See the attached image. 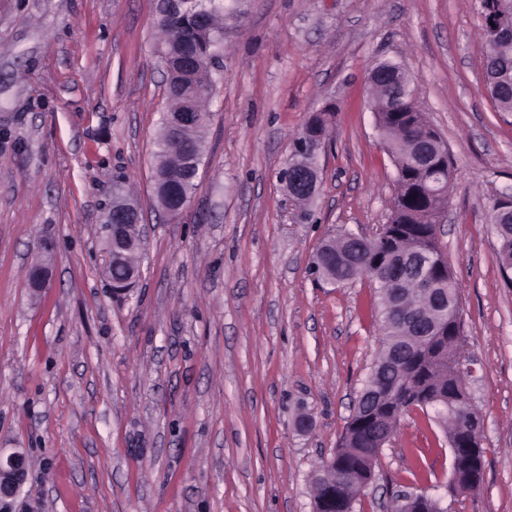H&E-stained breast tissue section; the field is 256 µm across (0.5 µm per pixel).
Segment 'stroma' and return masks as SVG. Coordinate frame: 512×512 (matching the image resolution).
Wrapping results in <instances>:
<instances>
[{
  "mask_svg": "<svg viewBox=\"0 0 512 512\" xmlns=\"http://www.w3.org/2000/svg\"><path fill=\"white\" fill-rule=\"evenodd\" d=\"M156 19L157 0H0V456L28 459L0 512H313L311 477L379 347L369 281L311 269L322 240L372 234L390 212L396 171L367 105L378 58L411 73L454 160L439 242L486 456L477 492L447 494L443 433L410 411L355 512H390L402 490L512 512V285L488 222L512 189V112L482 89L478 0H224L205 155L171 221L152 181L167 106ZM329 101L321 185L298 221L278 174ZM116 185L152 226L125 299L102 274Z\"/></svg>",
  "mask_w": 512,
  "mask_h": 512,
  "instance_id": "35a3bbf8",
  "label": "stroma"
}]
</instances>
